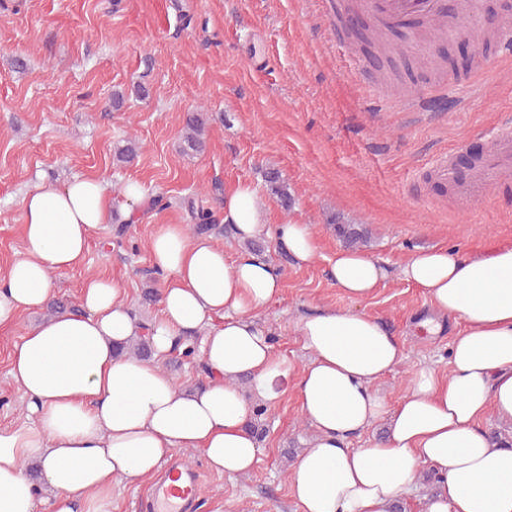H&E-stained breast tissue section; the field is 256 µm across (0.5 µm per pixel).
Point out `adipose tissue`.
Instances as JSON below:
<instances>
[{
	"instance_id": "1",
	"label": "adipose tissue",
	"mask_w": 512,
	"mask_h": 512,
	"mask_svg": "<svg viewBox=\"0 0 512 512\" xmlns=\"http://www.w3.org/2000/svg\"><path fill=\"white\" fill-rule=\"evenodd\" d=\"M147 196L142 183L115 196L91 177L29 190L25 252L0 270V324L44 308L54 274L80 264L106 224L135 223ZM222 205L237 240L272 234L297 264L317 258L310 225H269L252 184L227 187ZM150 250L164 276L155 321L134 318L117 281L92 277L78 312L51 316L14 344L9 376L27 403L20 423L0 429V512H39L23 470L30 460L53 493V512H104L113 480L152 477L180 449L200 450L226 477L248 474L258 456L247 428L252 404L279 399L291 377L313 430L290 472L301 512H393L426 466L440 485L426 512H512V448L481 425L489 413L512 423L511 247L477 257L421 250L403 266L434 311L425 332L436 333L447 316L463 329L450 345L447 376L422 369L393 405L374 386L401 363L404 345L378 319L332 308L300 318L309 358L297 369L277 356L257 316L281 291L277 268L247 252L229 257L179 224L161 225ZM327 273L353 300L371 297L386 278L382 264L348 247L337 248ZM141 333L152 360L116 355L119 343ZM193 336L212 377L185 390L162 363L177 338ZM380 420L384 439L349 447Z\"/></svg>"
}]
</instances>
